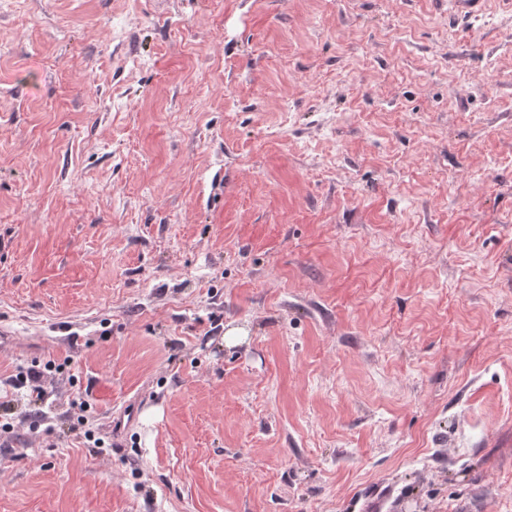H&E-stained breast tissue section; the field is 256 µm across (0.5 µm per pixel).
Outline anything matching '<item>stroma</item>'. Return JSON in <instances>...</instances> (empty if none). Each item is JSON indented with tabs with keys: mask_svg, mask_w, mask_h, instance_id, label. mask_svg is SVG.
I'll use <instances>...</instances> for the list:
<instances>
[{
	"mask_svg": "<svg viewBox=\"0 0 512 512\" xmlns=\"http://www.w3.org/2000/svg\"><path fill=\"white\" fill-rule=\"evenodd\" d=\"M0 332V512H512V0H0Z\"/></svg>",
	"mask_w": 512,
	"mask_h": 512,
	"instance_id": "1",
	"label": "stroma"
}]
</instances>
